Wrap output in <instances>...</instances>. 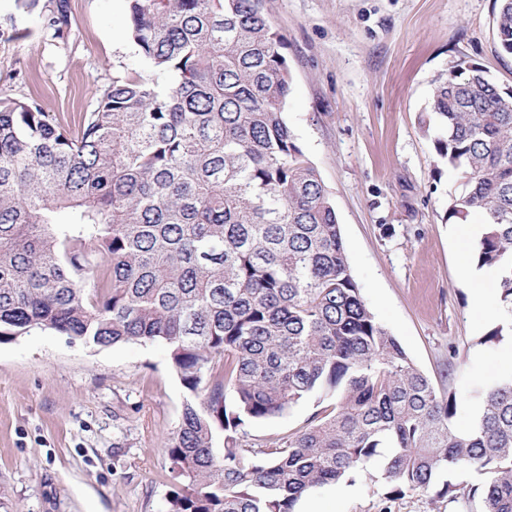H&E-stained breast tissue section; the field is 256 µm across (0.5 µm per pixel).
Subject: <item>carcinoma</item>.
<instances>
[{
    "label": "carcinoma",
    "mask_w": 512,
    "mask_h": 512,
    "mask_svg": "<svg viewBox=\"0 0 512 512\" xmlns=\"http://www.w3.org/2000/svg\"><path fill=\"white\" fill-rule=\"evenodd\" d=\"M141 70L93 111L58 118L0 97V342L34 328L89 347L161 343L185 389L166 443V512H295L309 491L383 461V497L468 468L483 512H512V372L441 392L376 319L330 192L285 119L292 75L262 0H125ZM41 29L64 37L68 0ZM498 48L512 55V0ZM459 60L419 127L461 174L448 220L480 216L477 266L498 270L512 337V94ZM232 404H227V395ZM334 396L299 434L248 448L245 425Z\"/></svg>",
    "instance_id": "carcinoma-1"
}]
</instances>
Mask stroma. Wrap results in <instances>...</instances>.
Returning a JSON list of instances; mask_svg holds the SVG:
<instances>
[{
    "label": "stroma",
    "mask_w": 512,
    "mask_h": 512,
    "mask_svg": "<svg viewBox=\"0 0 512 512\" xmlns=\"http://www.w3.org/2000/svg\"><path fill=\"white\" fill-rule=\"evenodd\" d=\"M70 29L53 40L34 14L0 0V95L39 99L60 117L93 111L119 67L138 68L124 0H69ZM497 0H263L293 78L285 118L336 208L346 255L376 319L439 389L462 401L501 373L482 343L463 256L474 244L448 222L456 172L439 162L418 117L434 82L466 59L512 86L500 54ZM185 390L165 348H89L53 330L0 343V512H165V443ZM330 399L310 396L249 423L252 446L299 433ZM322 512H481L480 499L434 492L391 501L365 473L310 491Z\"/></svg>",
    "instance_id": "35a3bbf8"
}]
</instances>
